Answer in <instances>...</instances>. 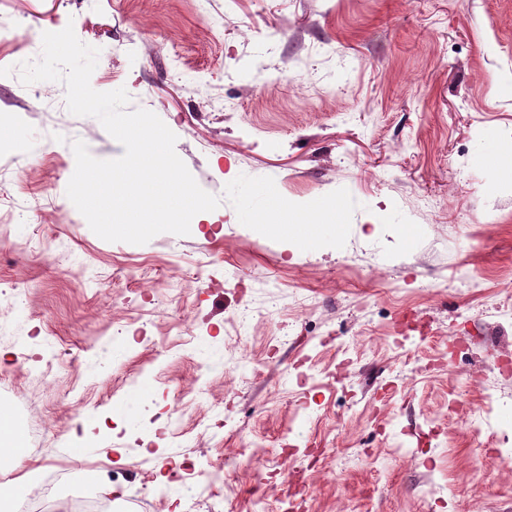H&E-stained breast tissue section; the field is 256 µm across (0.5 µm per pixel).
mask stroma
<instances>
[{
  "label": "stroma",
  "mask_w": 512,
  "mask_h": 512,
  "mask_svg": "<svg viewBox=\"0 0 512 512\" xmlns=\"http://www.w3.org/2000/svg\"><path fill=\"white\" fill-rule=\"evenodd\" d=\"M0 23V408L46 512H512V0H0ZM69 24L92 87L220 199L188 235L108 242L68 199L72 142L124 152L14 71ZM268 187L280 221L252 223ZM174 458L204 493L161 479Z\"/></svg>",
  "instance_id": "stroma-1"
}]
</instances>
